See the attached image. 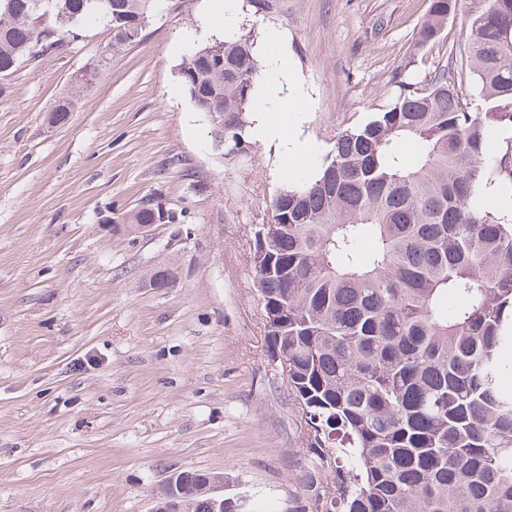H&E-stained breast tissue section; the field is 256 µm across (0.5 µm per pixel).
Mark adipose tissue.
Returning <instances> with one entry per match:
<instances>
[{
    "instance_id": "ef3b65f1",
    "label": "adipose tissue",
    "mask_w": 512,
    "mask_h": 512,
    "mask_svg": "<svg viewBox=\"0 0 512 512\" xmlns=\"http://www.w3.org/2000/svg\"><path fill=\"white\" fill-rule=\"evenodd\" d=\"M289 73L290 66L285 56H277L271 61L266 79V97L270 112L262 116L255 126L254 136L257 140L294 141L295 130L302 122L307 106L298 94L281 99L282 81Z\"/></svg>"
}]
</instances>
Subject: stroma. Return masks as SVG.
<instances>
[{
    "label": "stroma",
    "instance_id": "obj_1",
    "mask_svg": "<svg viewBox=\"0 0 512 512\" xmlns=\"http://www.w3.org/2000/svg\"><path fill=\"white\" fill-rule=\"evenodd\" d=\"M157 0L143 40L109 55V27L0 77V512H151L179 471L224 477L247 512H291L312 473L308 432L267 347L255 233L292 182L286 148L223 129L179 75L196 48L251 32L286 48L308 110L303 178L337 134L438 62L469 55L486 0H457L415 44L429 0ZM69 123L51 106L98 60ZM161 201L138 233L102 216ZM175 269L165 288L156 268Z\"/></svg>",
    "mask_w": 512,
    "mask_h": 512
}]
</instances>
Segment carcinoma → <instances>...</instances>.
<instances>
[{"instance_id": "1", "label": "carcinoma", "mask_w": 512, "mask_h": 512, "mask_svg": "<svg viewBox=\"0 0 512 512\" xmlns=\"http://www.w3.org/2000/svg\"><path fill=\"white\" fill-rule=\"evenodd\" d=\"M456 0H430L417 46L434 43ZM154 0H0V76L51 49L82 21L112 30L110 51L143 39ZM470 55L437 65L342 130L317 176L272 201L255 239L271 358L309 431L313 467L330 477L289 512H512V222L480 206L487 129L507 132L499 191L512 204V0L471 19ZM106 60L49 110L65 123ZM261 65L251 32L180 64L196 109L224 114L239 143ZM488 108L464 102L465 72ZM414 146L412 158L402 146ZM148 199L116 217L157 224ZM207 473L187 472L194 512Z\"/></svg>"}]
</instances>
